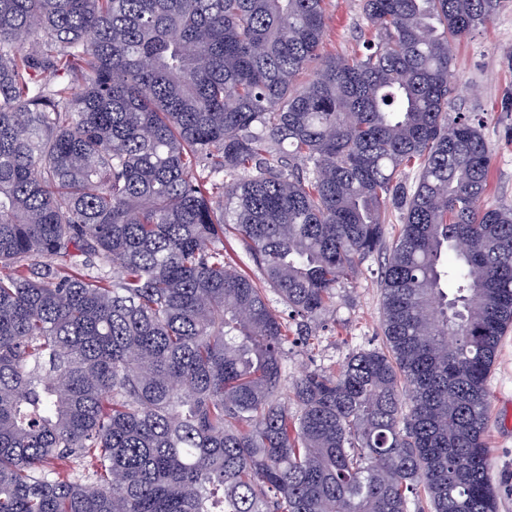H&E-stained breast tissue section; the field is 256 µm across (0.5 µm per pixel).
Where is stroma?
Here are the masks:
<instances>
[{"instance_id": "1", "label": "stroma", "mask_w": 512, "mask_h": 512, "mask_svg": "<svg viewBox=\"0 0 512 512\" xmlns=\"http://www.w3.org/2000/svg\"><path fill=\"white\" fill-rule=\"evenodd\" d=\"M361 5L362 0H326L323 54L361 50ZM454 54L453 109L480 115L491 152L484 202L512 208V0H502L492 21L462 38ZM379 264V259L368 260L354 280L337 288L336 305L330 315L313 322L308 346H286V379L305 369L339 368L358 348H383ZM489 391L486 439L492 477L499 512H512V331L500 342Z\"/></svg>"}]
</instances>
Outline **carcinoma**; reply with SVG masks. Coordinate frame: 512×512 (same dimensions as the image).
<instances>
[{
    "label": "carcinoma",
    "instance_id": "cac0c4a2",
    "mask_svg": "<svg viewBox=\"0 0 512 512\" xmlns=\"http://www.w3.org/2000/svg\"><path fill=\"white\" fill-rule=\"evenodd\" d=\"M499 7L363 0L324 56L325 0H0V512H497L512 208L448 110ZM382 251L385 349L289 408L285 344ZM224 248L227 256L242 270L249 274L252 279L262 288H269L263 279L260 270L250 260L242 243L232 235L224 238Z\"/></svg>",
    "mask_w": 512,
    "mask_h": 512
}]
</instances>
